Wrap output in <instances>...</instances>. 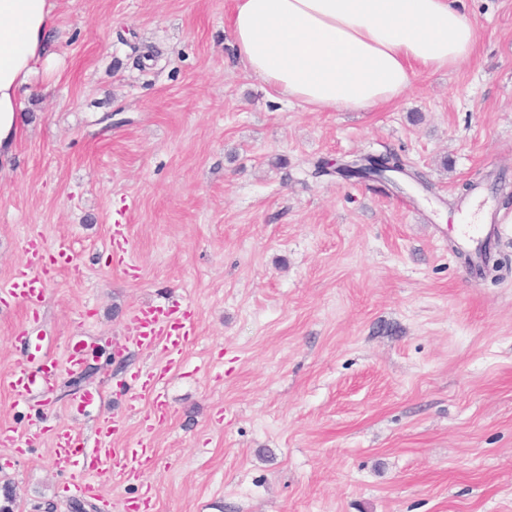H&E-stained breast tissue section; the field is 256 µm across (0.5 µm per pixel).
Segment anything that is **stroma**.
Listing matches in <instances>:
<instances>
[{"label":"stroma","instance_id":"obj_1","mask_svg":"<svg viewBox=\"0 0 512 512\" xmlns=\"http://www.w3.org/2000/svg\"><path fill=\"white\" fill-rule=\"evenodd\" d=\"M232 0H56L46 85L0 171V287L29 238L67 249L37 319L0 300V375L28 344L95 358L78 410L57 374L0 390V506L72 512L40 427L118 448L150 441L142 476L106 475L121 512H512V223L479 276L450 243L462 183H512V0H456L476 53L418 75L389 107L311 112L236 63ZM397 154L423 183L315 176L318 159ZM124 226L123 261L108 249ZM190 307L196 334L153 407L126 415L144 306Z\"/></svg>","mask_w":512,"mask_h":512}]
</instances>
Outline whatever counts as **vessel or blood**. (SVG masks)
<instances>
[{
    "instance_id": "vessel-or-blood-1",
    "label": "vessel or blood",
    "mask_w": 512,
    "mask_h": 512,
    "mask_svg": "<svg viewBox=\"0 0 512 512\" xmlns=\"http://www.w3.org/2000/svg\"><path fill=\"white\" fill-rule=\"evenodd\" d=\"M500 227L496 224H461L457 227L455 248L469 259L471 266L481 265L491 254ZM71 262L67 251L59 249L50 257L49 263L32 262L20 265L13 272L4 294L20 301L25 306L40 302L47 282L60 269ZM136 341L145 348H161L163 364L151 372L134 376L126 390V411L134 414L141 400L156 395L166 374L178 366L184 350L192 339L194 327L190 316L179 305L149 306L134 313L132 317ZM41 368L32 372L19 368L7 377L0 378V389H8L16 396H24L33 388L45 385L55 376L58 364L49 351L39 354ZM119 426L115 417L105 416L99 422L93 439L91 452H84L80 441L67 430H53L55 465L68 474L66 490L77 496L100 497V478L106 471L126 477L137 474L149 460L152 449L147 442L138 447L118 450L112 448Z\"/></svg>"
}]
</instances>
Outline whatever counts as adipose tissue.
<instances>
[{
    "label": "adipose tissue",
    "mask_w": 512,
    "mask_h": 512,
    "mask_svg": "<svg viewBox=\"0 0 512 512\" xmlns=\"http://www.w3.org/2000/svg\"><path fill=\"white\" fill-rule=\"evenodd\" d=\"M54 9L55 0H0V163L50 57ZM231 28L246 72L317 112L390 105L418 73L456 66L477 47L454 0H234Z\"/></svg>",
    "instance_id": "obj_1"
}]
</instances>
